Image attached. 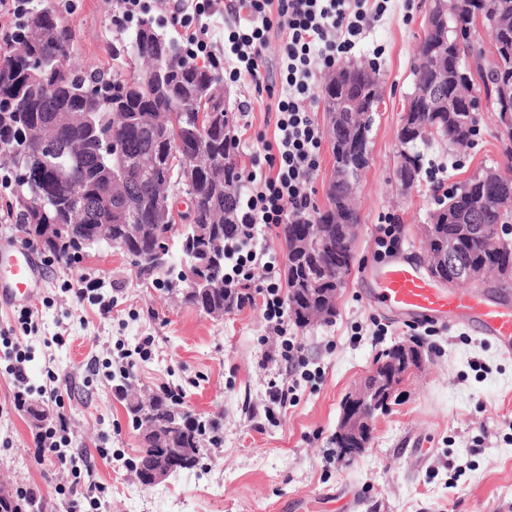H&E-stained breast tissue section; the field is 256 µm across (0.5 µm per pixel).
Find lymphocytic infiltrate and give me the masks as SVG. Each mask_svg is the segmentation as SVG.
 <instances>
[{
  "instance_id": "1",
  "label": "lymphocytic infiltrate",
  "mask_w": 512,
  "mask_h": 512,
  "mask_svg": "<svg viewBox=\"0 0 512 512\" xmlns=\"http://www.w3.org/2000/svg\"><path fill=\"white\" fill-rule=\"evenodd\" d=\"M388 0H232L230 9L239 19L224 31V52L216 54L205 24L215 0H191L177 4L173 17L184 29L187 50L194 58L222 61L224 78L236 83L249 79L262 85L264 49L271 30L285 41L281 52V89L275 103L277 114L275 151L265 158L264 168L248 175L249 188L239 201V235L224 253V286L249 302L246 292L256 268L265 276L257 292L266 327L276 341L281 360L301 367L300 377L271 382V409L296 402L302 382L312 381L306 372L304 347L288 325L287 300L281 267L276 255L257 248L259 226L287 223L289 218H309L312 206L310 180L320 166L324 130L311 112L314 99V67L330 69L349 54L375 20L383 17ZM0 359L15 385L12 407L23 411L32 392L27 375L29 353L15 341L12 329H0ZM34 458L45 472L63 471L69 482L57 483L55 491L69 499L72 512L97 508L98 500L87 491L98 460H111L110 449L88 453L75 448L65 421L58 420L33 436Z\"/></svg>"
}]
</instances>
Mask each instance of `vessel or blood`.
Wrapping results in <instances>:
<instances>
[{
	"label": "vessel or blood",
	"instance_id": "vessel-or-blood-1",
	"mask_svg": "<svg viewBox=\"0 0 512 512\" xmlns=\"http://www.w3.org/2000/svg\"><path fill=\"white\" fill-rule=\"evenodd\" d=\"M370 288V305L413 322L464 325L498 351L512 357V293L498 296L475 286L451 291L416 267L389 261L360 272ZM45 285V273L33 250L16 239L0 237V307L27 306Z\"/></svg>",
	"mask_w": 512,
	"mask_h": 512
}]
</instances>
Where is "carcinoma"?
Here are the masks:
<instances>
[{
	"mask_svg": "<svg viewBox=\"0 0 512 512\" xmlns=\"http://www.w3.org/2000/svg\"><path fill=\"white\" fill-rule=\"evenodd\" d=\"M493 34L495 54L512 55V0H458L456 12L447 15L448 25L462 26V36L448 34V53L443 92L466 96L474 77L482 81L491 111L498 113L503 139L512 143V111L501 109L503 86L512 84V69L504 71L498 61H485L482 45L470 40L467 25L475 14ZM74 28L57 15L52 0H29L25 15L13 31L0 40V150L9 153L16 170L15 182L21 228L58 259H65L82 247L95 245L102 226L112 225V238L122 234L124 224H145L149 232L125 242V253L132 257L142 275L167 284L193 282L203 276L207 286L191 287L183 301L197 309L237 308L235 295L224 288V247L236 233L239 183L241 176L234 158L231 136L233 116L224 108V97L214 92L221 71L200 66L183 51L173 37L162 33L151 18L141 19L122 40L112 47V55L123 54L150 63L155 79L146 85L127 81L109 70L87 71L72 62ZM438 49L434 36L425 31L418 49L414 76L435 78V57L423 50ZM39 59L43 68L33 79L27 60ZM380 85L379 77L359 69L355 91L364 95L362 111H370L368 89ZM476 102L464 112H427L428 130L416 133L414 140L437 136L455 146H468L477 134ZM67 112H85L89 122L62 123ZM191 112L208 113L207 126L198 128L187 118ZM37 126L55 137L59 151L50 160L39 157L33 140L26 133ZM371 125L364 127L356 146L347 136L334 133L336 165L353 174L367 167ZM203 151L215 166L203 168L194 176L191 193L194 210L180 233V259L170 254L172 224L156 222V213L166 207L167 198L158 187L172 183L184 158ZM119 157L125 168L124 195L109 194L112 161ZM448 209L442 231L458 233L461 218L471 219L470 234L461 239L456 261L448 267V277L462 282L461 270L481 266L489 273L512 264V239L498 232V226L512 224V212L500 211L483 199V190L474 177L438 199ZM314 223L331 229L329 236L308 251L297 243L312 235L310 225L291 218L281 225L286 249V288L288 309L296 326L310 324V313L326 321L336 315V306L322 303L312 289L333 294L344 287L353 260L354 237L345 225L360 223L359 215L346 197L345 187L330 181L328 206ZM183 404L169 396H152L153 420L160 425L173 422ZM220 417L194 418L175 430L174 447L188 449L178 471L197 467L205 443L221 442ZM163 439L147 438L132 463L139 482L172 447Z\"/></svg>",
	"mask_w": 512,
	"mask_h": 512,
	"instance_id": "obj_1",
	"label": "carcinoma"
}]
</instances>
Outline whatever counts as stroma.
Instances as JSON below:
<instances>
[{"instance_id":"1","label":"stroma","mask_w":512,"mask_h":512,"mask_svg":"<svg viewBox=\"0 0 512 512\" xmlns=\"http://www.w3.org/2000/svg\"><path fill=\"white\" fill-rule=\"evenodd\" d=\"M75 30L73 53L84 66L105 67L128 79L139 61L113 59L119 35L113 10L103 0H54ZM430 0H390L382 19L352 50L351 59L373 64L381 81V104L374 114L370 162L362 175L357 206L361 215L354 242L355 270L338 297L331 320L296 329L320 379L301 387L298 402L268 415V384L285 380L287 366L268 359L266 325L258 305L221 317L185 304L186 283L177 287L140 277L121 250L102 245L65 263L38 250L47 283L30 301L38 329L19 335L34 359L29 382L49 376L69 385L62 414L79 447L103 442L112 458L98 461L94 479L102 488L99 512H297L307 500L313 512H512V357L465 327L437 328L434 335L395 321L370 307L357 268L374 258L377 227L386 218L401 226L397 258L424 266L421 224L442 189L485 169L512 172L503 153L496 113L481 112L473 148L458 151L435 138L417 143L423 158L420 179L404 189L396 176L402 147L397 133L413 90L415 53ZM282 41L270 34L264 51L269 92L246 81L222 83L232 112L240 173L264 157L274 141L277 114L273 92L280 89ZM381 58H374V48ZM101 278L102 291L117 304L110 319L79 305L64 284L83 275ZM154 339L150 362L135 367L128 381L140 394L161 384L182 389L194 416L221 414V446L206 445L200 465L145 486L130 467L142 446L126 402L116 394L109 371L121 348L143 337ZM409 343L422 353L420 365L398 387L374 423L367 448L341 458L334 439L348 392L365 382L395 345ZM98 358L100 372L88 377L86 364ZM13 383L0 373V497L25 486L38 487L50 512H69L54 495V484L34 461V427L28 413L12 408Z\"/></svg>"}]
</instances>
